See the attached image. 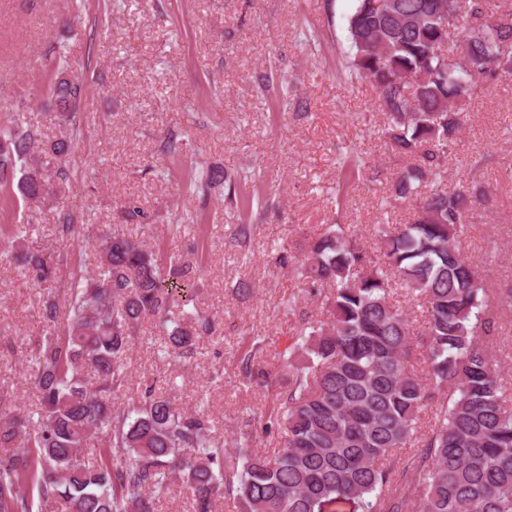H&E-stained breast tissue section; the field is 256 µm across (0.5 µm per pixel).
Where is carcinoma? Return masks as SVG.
<instances>
[{
    "mask_svg": "<svg viewBox=\"0 0 512 512\" xmlns=\"http://www.w3.org/2000/svg\"><path fill=\"white\" fill-rule=\"evenodd\" d=\"M356 0L347 19L349 53L344 80L373 86L386 122L381 135L404 167L390 197L412 201L408 224H383L381 246L367 248L351 227L327 224L299 260L283 248L277 267L288 270L310 296L325 299L329 321L305 320L279 354L283 372L256 364V338L240 373L275 393L283 412L263 434L281 438L271 455L237 442L233 461L214 435L207 401L193 411L151 387L129 413L112 398L126 379L124 359L142 318L155 319L168 338L163 359L193 350L214 333V317L195 311L188 324L170 325V307L193 301L204 267V246L177 266L122 234L99 240L98 265L69 274L64 299L42 303V333L28 380L39 407H15L0 391V512H156V501L181 482L192 512H213L216 501L239 512H512V393L496 368L498 319L512 313V287L489 288L459 248L465 225L485 201L477 189L448 185V156L459 139L461 105L512 78V10L489 12L490 0ZM466 46L463 67L436 50ZM64 54L56 58L48 93L70 124L87 91ZM262 90L284 93L285 77L255 75ZM41 133L23 112L0 122V202H44L68 188L64 166L72 144L63 136L40 149ZM183 133L168 130L160 150L183 153ZM344 186L361 175L351 155L340 161ZM250 176L190 166L186 192L208 197L225 185L224 201L239 212L235 241L245 257L256 232ZM54 232L77 234L71 214H56ZM31 225L0 229L15 269L26 278H57V266L25 247ZM422 302L426 318L425 370L412 359L409 314L394 291ZM432 424L418 423L425 411ZM103 447L89 460L96 434ZM414 452L400 456V450Z\"/></svg>",
    "mask_w": 512,
    "mask_h": 512,
    "instance_id": "1",
    "label": "carcinoma"
}]
</instances>
